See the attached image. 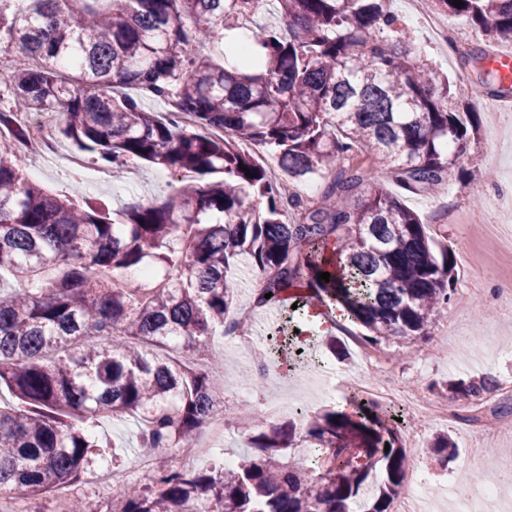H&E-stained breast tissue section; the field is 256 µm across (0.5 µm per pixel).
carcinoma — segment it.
Instances as JSON below:
<instances>
[{
    "label": "carcinoma",
    "instance_id": "cac0c4a2",
    "mask_svg": "<svg viewBox=\"0 0 512 512\" xmlns=\"http://www.w3.org/2000/svg\"><path fill=\"white\" fill-rule=\"evenodd\" d=\"M100 2L0 0L16 111L58 113L55 130L105 168L140 161L196 177L116 212L78 184L82 203L62 200L24 177L17 143L28 131L0 112L10 130L0 140V272L16 281L0 289V386L15 398L0 405V494L11 497L65 489L108 460L95 430L104 414L142 422L147 454L190 447L221 387L180 349L198 356L224 335L236 304L229 272L243 257L260 277L257 306L294 290L342 308L373 347L426 335L456 293L451 249L373 167L405 190L437 189L477 134L479 107L414 49L393 0ZM433 3L512 42V0ZM270 9L283 25L257 26L240 67L194 51ZM147 97L173 111L145 110ZM242 143L290 179L326 181L324 191L285 201ZM128 269L169 287H112ZM497 386L483 376L449 390L473 406ZM350 404L304 418L315 468L289 455L295 422L256 416L233 464L120 484L112 512H391L408 463L400 431L358 396Z\"/></svg>",
    "mask_w": 512,
    "mask_h": 512
}]
</instances>
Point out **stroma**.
<instances>
[{
    "mask_svg": "<svg viewBox=\"0 0 512 512\" xmlns=\"http://www.w3.org/2000/svg\"><path fill=\"white\" fill-rule=\"evenodd\" d=\"M394 8L414 31L416 45L433 65L453 76L464 90L476 91L483 100L496 103L499 112L477 114L478 136L450 173L447 182L435 194L399 190L403 203L421 216L428 235L453 248L452 279L458 300L442 312L428 336L415 341L384 344L388 371L402 387L405 399L388 406L390 418L399 422L402 438L416 436L419 447L412 457L429 477L436 501L431 512H456L457 497L446 495L459 463L472 453V425L467 416L451 422H434L414 412L408 395L428 393L430 399L448 397V384L458 379L493 375L502 384L512 385V313L505 302L506 288H512V253L502 251L487 236L486 224L498 214L489 206L498 192H512V99L498 93L495 85L482 84L476 68L463 64L459 52L439 46L428 28L413 15L409 0H394ZM54 141L59 155L26 167L27 179L60 197L67 193L70 172H78L87 194L116 211L135 203H146L166 195L173 187L187 183L186 174L162 171L139 163V183L99 180L94 158L83 156L81 167H73L69 158L76 150L62 135ZM476 260L483 269L479 292L468 289L464 268L467 260ZM239 288L236 312L249 315L248 333L258 340L267 361L262 385L244 380L240 372L245 364L223 337H214L213 349L223 358L220 368H213L206 357H198L197 370L221 383L224 401L225 435L212 456L198 461L208 467L213 456H237L247 428L238 414L243 404L262 406L274 397L282 398L285 408L280 422L294 419L296 411L310 414L332 407L347 406L352 395L344 388L329 395L321 387L323 377L354 371L355 352L346 358L334 357L326 347V338L307 321L306 315L291 305L258 308L254 305L258 279L248 260H240L236 276ZM139 422L132 417L109 415L99 420L97 433L117 452L124 469H132L141 456ZM440 435L449 436L455 446L456 460L440 466L431 444Z\"/></svg>",
    "mask_w": 512,
    "mask_h": 512,
    "instance_id": "stroma-1",
    "label": "stroma"
}]
</instances>
